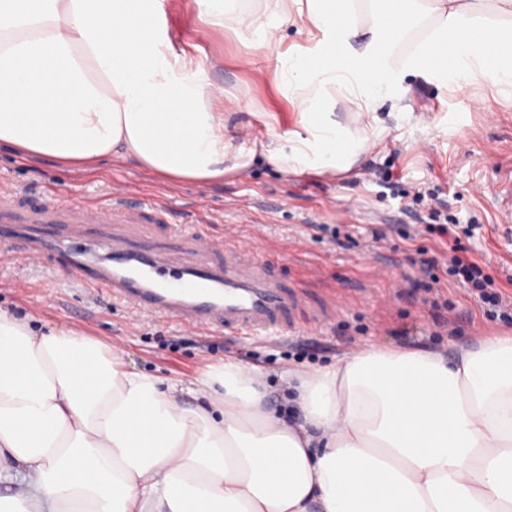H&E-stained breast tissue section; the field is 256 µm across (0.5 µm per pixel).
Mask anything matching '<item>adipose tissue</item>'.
<instances>
[{
	"mask_svg": "<svg viewBox=\"0 0 512 512\" xmlns=\"http://www.w3.org/2000/svg\"><path fill=\"white\" fill-rule=\"evenodd\" d=\"M197 2L204 23L266 48L295 11L323 33L273 58L299 130L237 143L232 99L173 49L162 0H0V147L66 169L122 159L176 185L223 181L258 155L333 176L384 134L396 68L512 94V0L490 17L482 0ZM122 357L0 308V512H512V335L288 371L300 424L267 407L254 365L212 364L186 386Z\"/></svg>",
	"mask_w": 512,
	"mask_h": 512,
	"instance_id": "1",
	"label": "adipose tissue"
}]
</instances>
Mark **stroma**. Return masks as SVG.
Returning <instances> with one entry per match:
<instances>
[{"label": "stroma", "instance_id": "stroma-1", "mask_svg": "<svg viewBox=\"0 0 512 512\" xmlns=\"http://www.w3.org/2000/svg\"><path fill=\"white\" fill-rule=\"evenodd\" d=\"M164 10L174 48L201 63L202 79L235 95L247 124L241 141L298 129V114L252 35L203 29L195 0H164ZM378 112L386 132L354 175L293 176L259 161L218 184L170 185L128 162L72 172L0 149V186L31 198L65 187L68 201L99 211L113 182L127 180L137 185L138 202L165 207L167 223L207 225L247 257L276 261L307 302L286 333H199L162 317H134L74 283L67 269L14 268L8 258L21 249L16 238H0V306L29 316L36 328H76L122 348L126 366L186 384L228 358L258 366L279 408L286 396L280 375L289 369L328 367L373 344L450 354L478 337L512 333L511 322L491 316L488 304L448 276L447 241L413 232L434 209L456 220L459 247L512 296V223L501 221L498 194L512 176V98L484 82L453 90L404 72L394 100ZM428 257L441 279L431 291L415 285ZM318 308L332 318L311 317Z\"/></svg>", "mask_w": 512, "mask_h": 512}]
</instances>
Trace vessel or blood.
Listing matches in <instances>:
<instances>
[{
	"label": "vessel or blood",
	"instance_id": "b4317fda",
	"mask_svg": "<svg viewBox=\"0 0 512 512\" xmlns=\"http://www.w3.org/2000/svg\"><path fill=\"white\" fill-rule=\"evenodd\" d=\"M93 216L47 198L25 204L17 192L0 190V234L25 235L17 258L26 268L66 267L79 286L105 293L143 316L165 317L192 329L227 330L256 336L287 327L301 301L268 268L242 257L237 248H217L203 225L184 232L187 259L172 264L146 243V227L164 222L162 207H134L128 191L113 187L108 206L112 234L103 256L82 242Z\"/></svg>",
	"mask_w": 512,
	"mask_h": 512
}]
</instances>
